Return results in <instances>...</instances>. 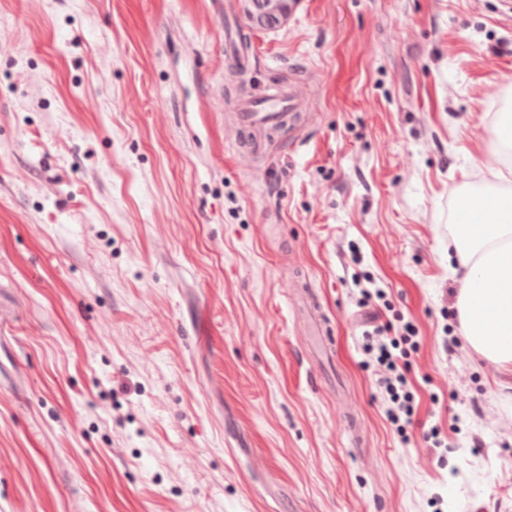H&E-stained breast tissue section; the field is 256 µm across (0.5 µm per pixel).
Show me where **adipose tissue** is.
Segmentation results:
<instances>
[{
	"label": "adipose tissue",
	"mask_w": 512,
	"mask_h": 512,
	"mask_svg": "<svg viewBox=\"0 0 512 512\" xmlns=\"http://www.w3.org/2000/svg\"><path fill=\"white\" fill-rule=\"evenodd\" d=\"M472 223L453 227L462 334L481 358L512 367V190L469 195Z\"/></svg>",
	"instance_id": "1"
}]
</instances>
